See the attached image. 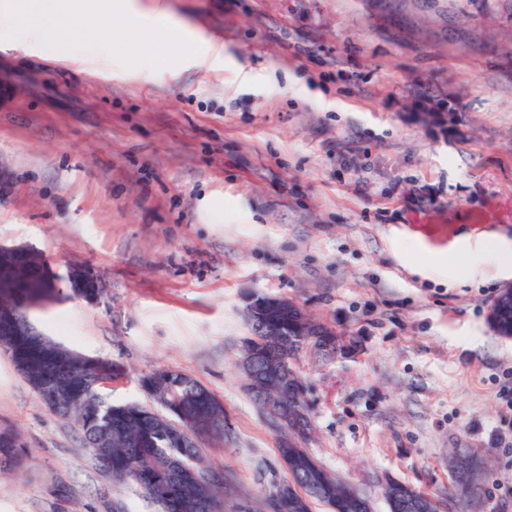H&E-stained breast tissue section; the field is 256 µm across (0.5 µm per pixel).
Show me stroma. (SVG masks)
<instances>
[{
    "label": "stroma",
    "instance_id": "obj_1",
    "mask_svg": "<svg viewBox=\"0 0 512 512\" xmlns=\"http://www.w3.org/2000/svg\"><path fill=\"white\" fill-rule=\"evenodd\" d=\"M164 2L219 67H154L117 18L63 55L0 29V243L103 284L34 326L125 367L106 402L148 403L156 369L206 386L231 433L199 447L224 512H271L287 470L236 361L245 294L288 297L348 346L295 364L319 464L388 512L391 481L447 503L461 448L487 474L473 512H512V339L488 323L503 282L446 283L415 248L512 237V0ZM1 430L21 447L0 512H157L2 347Z\"/></svg>",
    "mask_w": 512,
    "mask_h": 512
}]
</instances>
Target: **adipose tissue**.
<instances>
[{
	"label": "adipose tissue",
	"mask_w": 512,
	"mask_h": 512,
	"mask_svg": "<svg viewBox=\"0 0 512 512\" xmlns=\"http://www.w3.org/2000/svg\"><path fill=\"white\" fill-rule=\"evenodd\" d=\"M77 17L90 27L120 18L160 60L190 42L188 29L159 2L146 11L139 0H0L1 24L22 32L26 42L56 52L67 49ZM481 257L497 276L512 274V238L485 231L462 236L447 250L433 251L429 267L454 279H473L483 273L477 263Z\"/></svg>",
	"instance_id": "obj_1"
}]
</instances>
